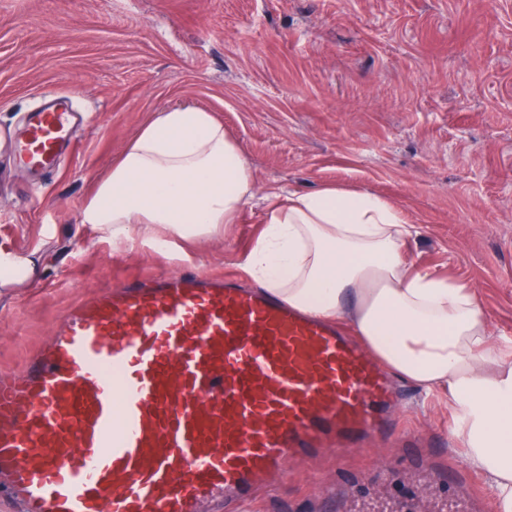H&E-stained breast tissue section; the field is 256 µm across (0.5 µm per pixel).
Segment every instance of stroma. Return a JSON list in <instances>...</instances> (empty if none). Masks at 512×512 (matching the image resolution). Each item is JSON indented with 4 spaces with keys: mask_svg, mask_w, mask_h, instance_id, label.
<instances>
[{
    "mask_svg": "<svg viewBox=\"0 0 512 512\" xmlns=\"http://www.w3.org/2000/svg\"><path fill=\"white\" fill-rule=\"evenodd\" d=\"M75 90L78 146L43 176L0 145V246L39 274L0 288V374L17 370L83 296L177 268L143 238L113 245L84 202L138 130L177 106L214 112L255 196L190 268L241 276L270 190L341 183L396 204L410 262L477 288L492 337L512 336V0H0V129L45 91ZM447 397L418 398L345 467L391 472L341 498L387 501L465 468ZM335 457L289 464L248 512H329Z\"/></svg>",
    "mask_w": 512,
    "mask_h": 512,
    "instance_id": "35a3bbf8",
    "label": "stroma"
}]
</instances>
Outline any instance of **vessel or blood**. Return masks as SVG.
Wrapping results in <instances>:
<instances>
[{"instance_id": "vessel-or-blood-1", "label": "vessel or blood", "mask_w": 512, "mask_h": 512, "mask_svg": "<svg viewBox=\"0 0 512 512\" xmlns=\"http://www.w3.org/2000/svg\"><path fill=\"white\" fill-rule=\"evenodd\" d=\"M53 94L11 141L57 168L83 126ZM407 392L335 324L228 278L127 277L0 375V499L18 512H236L288 463L360 452Z\"/></svg>"}]
</instances>
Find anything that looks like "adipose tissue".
I'll use <instances>...</instances> for the list:
<instances>
[{
	"instance_id": "adipose-tissue-1",
	"label": "adipose tissue",
	"mask_w": 512,
	"mask_h": 512,
	"mask_svg": "<svg viewBox=\"0 0 512 512\" xmlns=\"http://www.w3.org/2000/svg\"><path fill=\"white\" fill-rule=\"evenodd\" d=\"M254 195L250 165L207 109L146 123L83 205L80 221L125 243L211 238ZM414 231L395 204L330 185L268 199L245 272L289 307L345 324L396 374L448 393L469 466L490 480L496 512H512V353L491 349L476 289L409 262Z\"/></svg>"
}]
</instances>
